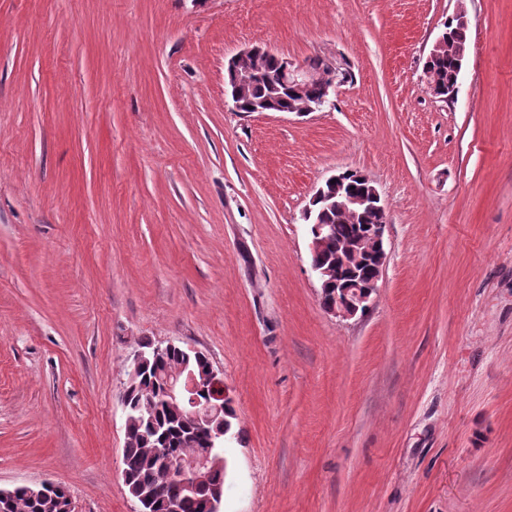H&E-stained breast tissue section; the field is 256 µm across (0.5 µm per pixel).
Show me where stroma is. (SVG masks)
I'll return each instance as SVG.
<instances>
[{
    "mask_svg": "<svg viewBox=\"0 0 512 512\" xmlns=\"http://www.w3.org/2000/svg\"><path fill=\"white\" fill-rule=\"evenodd\" d=\"M460 9L445 103L425 62ZM254 46L352 78L320 112H235ZM348 169L388 258L342 321L302 213ZM147 340L224 374L221 512H512V0H0V489L136 512Z\"/></svg>",
    "mask_w": 512,
    "mask_h": 512,
    "instance_id": "obj_1",
    "label": "stroma"
}]
</instances>
